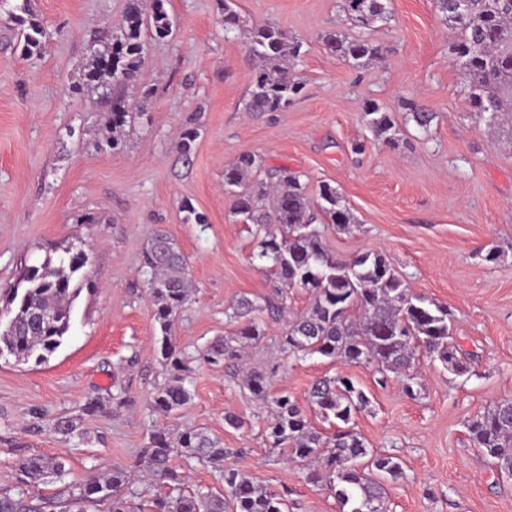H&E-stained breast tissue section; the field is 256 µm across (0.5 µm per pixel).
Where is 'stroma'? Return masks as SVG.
I'll list each match as a JSON object with an SVG mask.
<instances>
[{"instance_id": "35a3bbf8", "label": "stroma", "mask_w": 512, "mask_h": 512, "mask_svg": "<svg viewBox=\"0 0 512 512\" xmlns=\"http://www.w3.org/2000/svg\"><path fill=\"white\" fill-rule=\"evenodd\" d=\"M128 0H31L47 29L41 55L25 58L16 32L0 26V311L24 268L46 248L84 250L95 287L77 301L70 333L47 362L0 358V492H16L21 458L63 461L64 478L40 497H67L74 483L107 468L130 469L152 425L198 429L231 448L228 465L288 501V512H342L334 493L307 483L282 449L268 447V410L240 389L234 369L198 357L230 334L226 313L244 296L266 294L255 257L256 227L233 213L224 169L240 153L268 168L303 174L309 192L336 186L357 222L326 228L337 258L382 251L413 293L447 305L454 339L472 354L457 377L427 357L417 364L416 396L396 376L378 385L371 370L281 349L282 321L265 317L264 336L242 364L266 370L272 392L307 403L316 379L343 374L369 404L353 418L368 448L399 458L403 478L388 483V512H512V479L498 475L468 440L466 425L512 399V126L490 127L472 112L466 75L448 52L455 31L434 0H390L391 18L373 33L384 58L366 67L332 54L326 32L353 33L344 0H236L240 25L225 31L221 0H168L172 36L148 40L139 79L125 88L145 109L119 147H111V109L83 87V67L103 33L117 27ZM272 23L305 41L296 71L304 87L283 112H245L254 62V26ZM401 112L413 100L438 112L428 136L402 127L393 149L360 121L366 100ZM196 123L191 156L181 132ZM363 151H355L357 142ZM191 203L206 221L188 220ZM164 232L187 259L193 283L174 339L194 355L184 385L190 399L170 416L148 395L168 371L140 270L141 254ZM496 261H486L489 249ZM100 399L106 409L89 414ZM244 420L224 423L225 413ZM74 418L75 436L58 434Z\"/></svg>"}]
</instances>
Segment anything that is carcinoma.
I'll list each match as a JSON object with an SVG mask.
<instances>
[{"label": "carcinoma", "instance_id": "cac0c4a2", "mask_svg": "<svg viewBox=\"0 0 512 512\" xmlns=\"http://www.w3.org/2000/svg\"><path fill=\"white\" fill-rule=\"evenodd\" d=\"M345 12L362 32L349 38L336 32L323 37L336 56L366 66L383 58V47L369 32L389 19L388 0H344ZM166 0H153L144 13L139 0H129L118 31L103 38L98 52L84 73L85 85L102 89L112 98V138L117 148L131 123L132 112L121 94L135 82L145 59L144 34L164 39L173 22ZM439 13L451 22L457 36L451 54L467 75L466 94L472 111L484 116L490 126L501 125L512 115V0H468V11L457 0H435ZM4 23L23 39L27 56L40 53L47 31L30 10L28 0L3 9ZM304 41L275 24L255 27L250 33L249 56L275 62L269 69H253L245 109L253 114L283 112L302 90L294 71ZM405 122L427 133L437 113L412 100L404 102ZM363 121L375 137L393 149L402 141L396 114L368 101ZM302 174L285 168L267 170L259 156L241 153L224 169V190L235 198V214L244 223L265 228L278 226L280 235L266 234L257 241L256 258L269 263L271 292L251 300L241 298L227 318L236 322L229 336L211 341L202 353L210 365L230 366L240 359L238 345L264 336L259 314L279 316L288 309L287 291L301 288L311 297L308 312L288 321L282 350L295 356L318 354L350 365L373 366L381 374L391 372L403 379L405 392L415 395L413 384L417 357L424 353L457 376L468 372L469 354L452 336L448 307L411 293L386 254L367 251L342 260L329 249L314 224L327 221L339 230L356 223L341 193L327 182L319 185L312 200L301 182ZM86 255L69 248H51L38 266L26 268L20 277L22 289H14L11 326L0 330V358L11 356L25 363L42 362L55 353L68 335L77 299L88 275ZM141 270L147 278L153 316L161 332L160 354L169 377L150 396L151 409L169 415L190 399L182 373L190 370L193 357L172 341L175 319L190 299L192 281L183 253L164 234H158L142 255ZM39 313L52 320L43 323ZM243 388L270 409L265 438L272 447L287 449L289 460L304 468L305 479L324 484L349 512H385V481L404 475L400 461L374 455L349 423L365 408L368 399L357 383L342 375L317 381L312 387V405L326 417L344 424L331 437L316 431L297 399L286 392L270 395L269 377L249 370ZM472 447L500 471L512 475V400L496 403L467 424ZM223 466L224 490L184 494V473L172 466V458ZM229 450L217 438L197 429H187L172 440L165 427H155L143 457L151 483L169 489L152 499L154 512H286L287 504L239 470L224 465ZM16 493H0V512H45L47 502L32 494L49 474H65L64 465L51 464L32 454L18 465ZM149 489L131 484V474L115 467L100 476H90L74 485L72 498L60 512H89L90 506H106L103 512H135L134 500Z\"/></svg>", "mask_w": 512, "mask_h": 512}]
</instances>
